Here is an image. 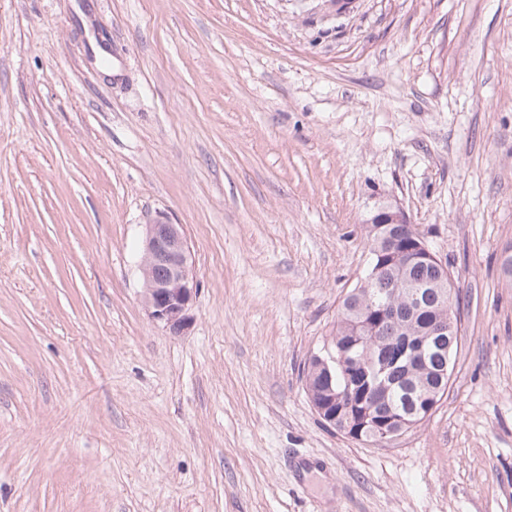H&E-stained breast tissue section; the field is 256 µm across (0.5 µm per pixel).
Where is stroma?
<instances>
[{"label": "stroma", "instance_id": "1", "mask_svg": "<svg viewBox=\"0 0 512 512\" xmlns=\"http://www.w3.org/2000/svg\"><path fill=\"white\" fill-rule=\"evenodd\" d=\"M381 200L460 292L447 393L382 447L303 377ZM509 247L512 0H0V512H512ZM142 274L146 306L153 320L171 335H184L193 320L190 310L197 285L190 275L189 247L183 225L161 214L147 224ZM161 271V276L153 270Z\"/></svg>", "mask_w": 512, "mask_h": 512}]
</instances>
